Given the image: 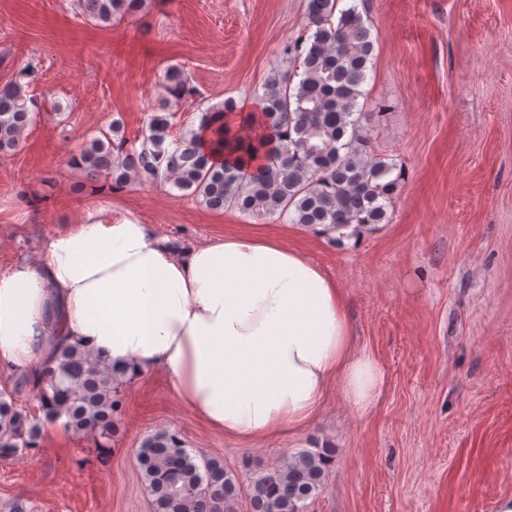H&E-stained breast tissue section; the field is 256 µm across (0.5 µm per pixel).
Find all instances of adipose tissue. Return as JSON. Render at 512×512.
<instances>
[{
    "instance_id": "adipose-tissue-1",
    "label": "adipose tissue",
    "mask_w": 512,
    "mask_h": 512,
    "mask_svg": "<svg viewBox=\"0 0 512 512\" xmlns=\"http://www.w3.org/2000/svg\"><path fill=\"white\" fill-rule=\"evenodd\" d=\"M72 345L127 377L163 371L196 419L244 444L304 428L333 386L366 413L385 384L342 288L259 231L188 245L86 212L36 264L0 273V374L53 365Z\"/></svg>"
}]
</instances>
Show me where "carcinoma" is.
<instances>
[{
	"label": "carcinoma",
	"mask_w": 512,
	"mask_h": 512,
	"mask_svg": "<svg viewBox=\"0 0 512 512\" xmlns=\"http://www.w3.org/2000/svg\"><path fill=\"white\" fill-rule=\"evenodd\" d=\"M145 0H77L83 17L104 25L137 14ZM370 28L353 0H307L302 38L284 49L291 72L273 73L244 112L232 99L206 112L213 145L225 152L215 165L194 130L173 141L170 108L191 94L183 68L164 73L165 96L148 119L138 144L120 136V121L86 142L70 163L90 182L112 189L132 182L171 183L212 210L237 209L255 216H286L292 224L329 235L358 232L390 221L388 209L405 180V168L377 154L372 113L358 110L373 56ZM26 66L0 82V157L21 146L32 122L31 99L20 79ZM247 128L250 134L241 135ZM119 372L79 347H66L57 365L25 374L11 393L0 392V455L39 448L41 430L31 412L14 401L25 392L64 427L94 439L112 436ZM154 512H229L236 481L215 460L197 461L177 431L146 438L137 452ZM329 459L302 450L250 488L252 512H304L324 480Z\"/></svg>",
	"instance_id": "carcinoma-1"
}]
</instances>
